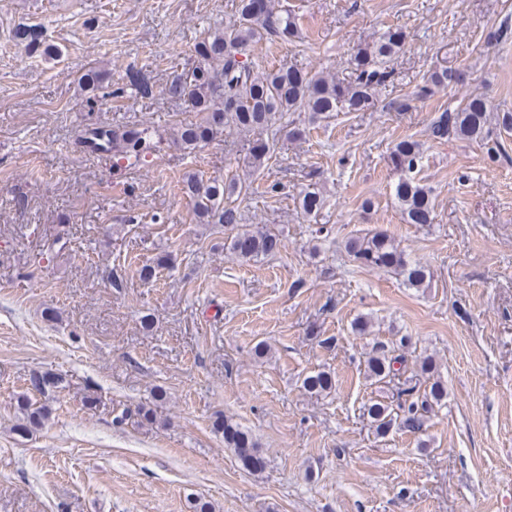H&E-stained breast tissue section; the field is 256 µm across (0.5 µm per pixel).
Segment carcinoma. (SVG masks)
<instances>
[{"label": "carcinoma", "mask_w": 512, "mask_h": 512, "mask_svg": "<svg viewBox=\"0 0 512 512\" xmlns=\"http://www.w3.org/2000/svg\"><path fill=\"white\" fill-rule=\"evenodd\" d=\"M298 36L295 17L286 9L275 7L274 0H239L236 18L216 29L207 39L197 43L192 51L193 67L175 75L167 86L169 96L191 104L201 114L195 122L181 124L175 140L183 148L193 150L201 143L214 139L226 127L243 131L268 129L279 120L280 113L304 112L307 121L316 124L335 112H359L370 102L377 88L391 82L393 70L389 63L405 45V32L398 27L387 28L373 43L360 47L350 59L351 80L347 83L324 74L311 75L297 68H278L259 71L248 60L250 46L262 39L291 42ZM20 37L29 51L42 55L50 45L36 28H25ZM460 79V71L445 67L434 72L430 83L417 86L398 102L406 108L413 100L427 97L433 88L450 85ZM429 133L434 140L454 137L462 140H486L490 137L488 105L485 99L473 97L453 110H445L435 117ZM93 150L110 153L126 162L128 167H139L146 162L151 149L147 132L130 129L122 132L95 130L90 138ZM273 152L267 142H260L250 151L254 169L264 166ZM422 152L418 143L410 140L397 142L390 161L399 173L394 196L407 224L433 223L434 205L431 189L418 178ZM185 190L194 201L195 214L202 224H221L235 230L227 249L243 261H254L280 250V239L269 232L240 228L238 209L226 204L235 193L241 192L238 182L204 180L196 175L185 181ZM323 199L316 187H307L299 198L305 215L321 209ZM346 251L352 262L361 268L392 270L403 277L409 288H422L429 277L426 267L408 259L395 239L381 231L368 232L348 240ZM402 360L396 347L382 345L366 360L368 378L383 382L400 375L395 364ZM61 379L48 374L34 373L31 389L43 393L55 387ZM302 387L311 393H328L333 379L325 371L307 375ZM414 389L405 390L407 398L398 410L375 402L368 415L375 424L376 433L385 437L403 413L402 423L413 429L421 428L433 407L442 405L446 398L444 384L436 380L429 390L413 398ZM224 434V445L238 456L244 468L252 472L264 470V457L254 451L255 443L238 425L224 419L216 423Z\"/></svg>", "instance_id": "obj_1"}]
</instances>
